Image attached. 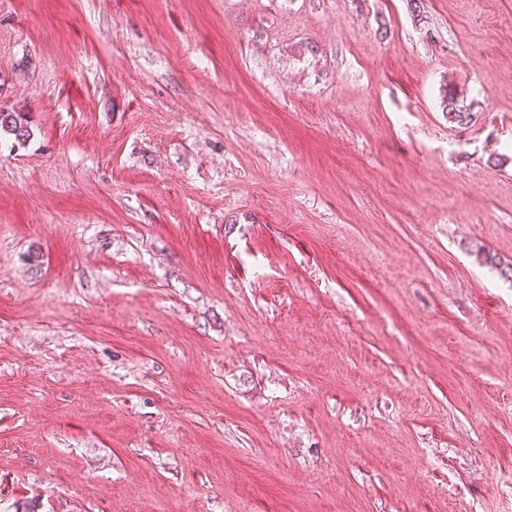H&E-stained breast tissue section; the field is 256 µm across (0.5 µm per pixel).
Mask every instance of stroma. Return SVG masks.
Here are the masks:
<instances>
[{"mask_svg":"<svg viewBox=\"0 0 512 512\" xmlns=\"http://www.w3.org/2000/svg\"><path fill=\"white\" fill-rule=\"evenodd\" d=\"M420 3L0 0V512H502L512 0ZM441 106L448 114V119L458 125H467L473 120V113L470 109L458 106L457 98L450 88L445 91ZM4 131L23 143L31 137V128L26 112L2 111L0 109V132Z\"/></svg>","mask_w":512,"mask_h":512,"instance_id":"35a3bbf8","label":"stroma"}]
</instances>
